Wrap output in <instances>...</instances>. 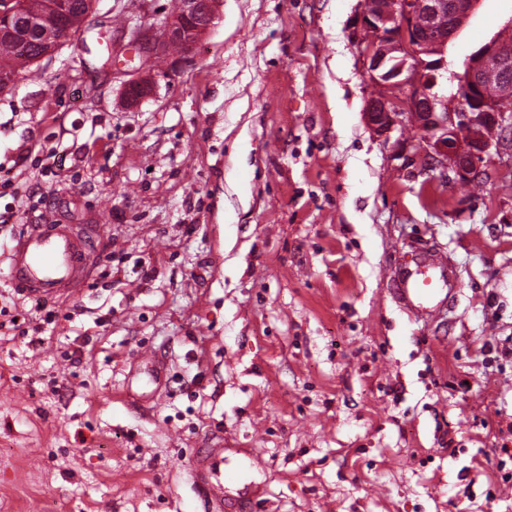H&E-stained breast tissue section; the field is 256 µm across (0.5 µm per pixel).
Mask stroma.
I'll return each mask as SVG.
<instances>
[{"instance_id":"stroma-1","label":"stroma","mask_w":512,"mask_h":512,"mask_svg":"<svg viewBox=\"0 0 512 512\" xmlns=\"http://www.w3.org/2000/svg\"><path fill=\"white\" fill-rule=\"evenodd\" d=\"M172 2L94 0L0 91L16 234L96 241L52 323L0 329V512H218L205 448L258 512H512V151L475 189L372 133L363 0H219L192 49L139 55ZM510 38L512 0H481L449 74ZM423 245L460 289L429 327L385 277Z\"/></svg>"}]
</instances>
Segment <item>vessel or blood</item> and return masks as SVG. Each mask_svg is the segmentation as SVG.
<instances>
[{
  "label": "vessel or blood",
  "mask_w": 512,
  "mask_h": 512,
  "mask_svg": "<svg viewBox=\"0 0 512 512\" xmlns=\"http://www.w3.org/2000/svg\"><path fill=\"white\" fill-rule=\"evenodd\" d=\"M90 240L68 224H37L24 234L5 256L10 283L23 295L41 299H66L77 294L89 274ZM388 278L398 300L419 311L425 323L443 317L457 296L458 284L447 262L432 253L413 264L391 269ZM195 487L206 499L233 498L235 512H255L260 492L254 486L237 485L223 476L218 465L196 473Z\"/></svg>",
  "instance_id": "obj_1"
}]
</instances>
